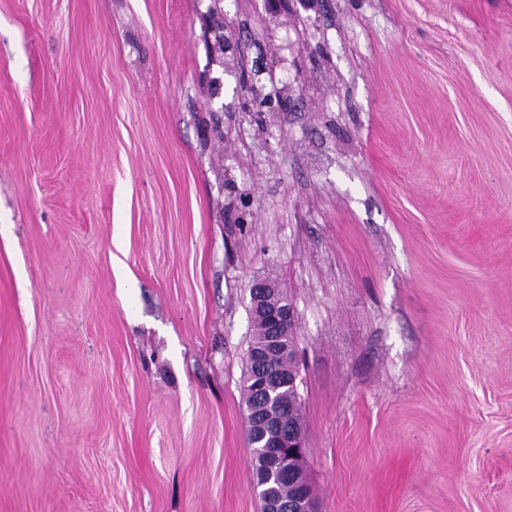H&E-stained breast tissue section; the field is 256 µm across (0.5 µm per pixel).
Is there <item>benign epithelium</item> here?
Instances as JSON below:
<instances>
[{"mask_svg":"<svg viewBox=\"0 0 512 512\" xmlns=\"http://www.w3.org/2000/svg\"><path fill=\"white\" fill-rule=\"evenodd\" d=\"M224 53L250 66L251 83L247 94L238 97L239 112H261L263 108L285 112L289 105V88L266 91L263 75H274V64L263 56L247 59L238 44L224 39ZM251 326L261 325V337L246 351L245 382L252 398L245 408L247 433L257 443L268 442L273 451L254 461L262 467L265 478L277 477L293 488V495L281 498L271 489L253 486L262 503V512H315L314 492L304 475V432L302 420L273 410L271 384L297 388L298 374L288 369L273 372L276 361L296 366L295 347L297 314L283 289L270 278L255 279L248 286Z\"/></svg>","mask_w":512,"mask_h":512,"instance_id":"obj_1","label":"benign epithelium"}]
</instances>
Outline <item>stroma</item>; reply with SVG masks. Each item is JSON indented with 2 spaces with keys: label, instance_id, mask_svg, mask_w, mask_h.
Masks as SVG:
<instances>
[{
  "label": "stroma",
  "instance_id": "obj_1",
  "mask_svg": "<svg viewBox=\"0 0 512 512\" xmlns=\"http://www.w3.org/2000/svg\"><path fill=\"white\" fill-rule=\"evenodd\" d=\"M211 4L0 0V512H260L263 276L316 512H512V0ZM251 83L249 85L247 95L238 97L237 112H264L263 108L267 107L268 111L279 110L281 112L288 111L289 90L288 87L277 88L274 85V64L269 62L263 56H257L251 61ZM267 74L273 84V89L265 92L266 86L263 83V75Z\"/></svg>",
  "mask_w": 512,
  "mask_h": 512
}]
</instances>
